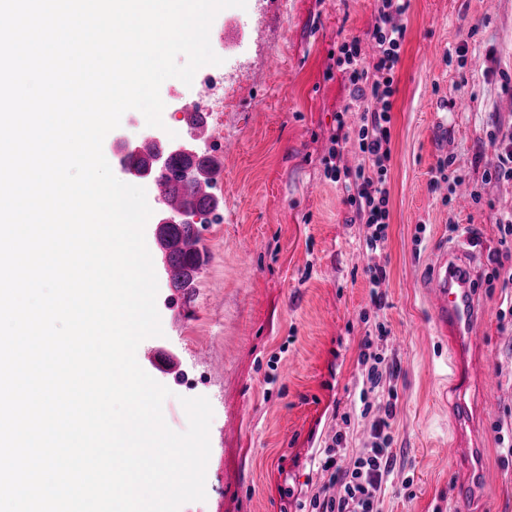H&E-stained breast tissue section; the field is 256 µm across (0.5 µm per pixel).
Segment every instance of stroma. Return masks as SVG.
Segmentation results:
<instances>
[{"mask_svg":"<svg viewBox=\"0 0 512 512\" xmlns=\"http://www.w3.org/2000/svg\"><path fill=\"white\" fill-rule=\"evenodd\" d=\"M376 9L377 0H247L211 25L226 105L208 113L212 137L196 149L220 158L211 192L222 219L201 232L205 262L189 293L169 282L157 217L145 227L163 334L141 346L181 361L162 380L172 392L163 414L181 432V398L206 397L213 409L206 498L180 512H300L313 494L335 495L320 463L326 448L352 456L371 445L360 354L381 326L388 337L372 350L398 371L368 400L395 411L380 512H461L455 480L469 465L456 447L448 345L420 278L444 240L480 271L484 316L463 365L473 407H498L493 418L473 416L484 497L489 512H512V282L494 275L512 181L485 178L497 157L490 132L512 130V0H411L394 75L388 240L372 259L368 229L353 222L323 159L337 112L350 130L362 122L337 60L343 43L366 38ZM160 95L165 126L187 138L183 111L206 97L201 77L166 80ZM447 157L448 177L435 181ZM463 189L474 195L464 210L455 204ZM372 262L387 270L381 309L371 303Z\"/></svg>","mask_w":512,"mask_h":512,"instance_id":"1","label":"stroma"}]
</instances>
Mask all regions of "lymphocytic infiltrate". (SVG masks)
Listing matches in <instances>:
<instances>
[{"label":"lymphocytic infiltrate","mask_w":512,"mask_h":512,"mask_svg":"<svg viewBox=\"0 0 512 512\" xmlns=\"http://www.w3.org/2000/svg\"><path fill=\"white\" fill-rule=\"evenodd\" d=\"M409 8L410 0H378L376 21L369 33L372 57L364 56L361 41L356 38L342 46L337 60L348 76L354 101L370 99L374 105L365 108L358 132L362 164L352 169L341 162L349 132L344 119L340 118L324 159L325 175L341 184L345 202L353 208L355 220L367 225L364 244L372 254L380 252L386 243L389 197L385 172L391 157L393 76L406 33L397 19ZM393 416V406H385L383 417L373 424L371 446L355 457L347 459L327 453L322 467L330 471L339 493L330 498L313 495L310 499L312 512H378L377 503L393 464L388 434Z\"/></svg>","instance_id":"lymphocytic-infiltrate-1"}]
</instances>
